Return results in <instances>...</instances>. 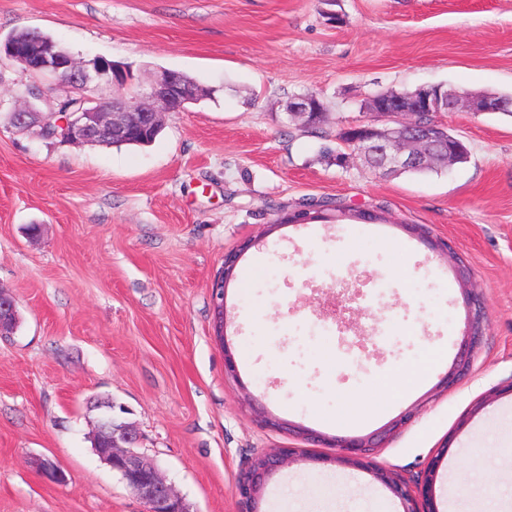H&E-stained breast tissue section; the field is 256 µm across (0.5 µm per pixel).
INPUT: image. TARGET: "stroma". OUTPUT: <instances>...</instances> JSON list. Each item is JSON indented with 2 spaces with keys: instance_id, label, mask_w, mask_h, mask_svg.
Listing matches in <instances>:
<instances>
[{
  "instance_id": "1",
  "label": "stroma",
  "mask_w": 512,
  "mask_h": 512,
  "mask_svg": "<svg viewBox=\"0 0 512 512\" xmlns=\"http://www.w3.org/2000/svg\"><path fill=\"white\" fill-rule=\"evenodd\" d=\"M21 29L124 63L128 92L165 67L207 94L167 113L150 145L62 144L13 126L29 87L54 92L0 58V287L20 316L0 338V512H145L91 447L99 396L128 409L141 452L189 512H238L239 474L288 446L303 455L269 475L261 512L288 494L320 512L310 491L336 473L347 480L339 512H402L371 472L314 462L325 449L298 427L387 433L370 459L407 480L453 436L437 506L454 493L474 512L512 505V395L501 391L512 382V116L438 114L469 151L438 174L375 173L337 138L382 91L512 94V0H0V39ZM308 91L326 109L315 128L287 112ZM313 200L347 220L276 226ZM234 253L238 272L260 269L249 292L224 275ZM385 275L391 288L357 309V332L324 330L336 279ZM221 280L225 348L214 333ZM473 297L482 334L455 387L435 373L393 405L342 415L337 388L380 402L386 375L426 344L456 359ZM45 456L65 483L41 476Z\"/></svg>"
}]
</instances>
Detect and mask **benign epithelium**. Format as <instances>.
<instances>
[{"instance_id":"obj_1","label":"benign epithelium","mask_w":512,"mask_h":512,"mask_svg":"<svg viewBox=\"0 0 512 512\" xmlns=\"http://www.w3.org/2000/svg\"><path fill=\"white\" fill-rule=\"evenodd\" d=\"M2 54L32 74L54 78L65 89L64 97L72 101L71 109L67 118L51 130V137L61 143L110 142L145 129L156 130L164 113L182 112L187 104L196 101L180 71L159 69L141 92L100 99L90 92L102 84L118 90L126 87L129 73L125 68L100 56L77 61L68 52L55 50L34 38L0 42ZM41 99V90L32 88L15 107L13 123L17 128L34 129L38 134L49 128L51 122L41 119L36 106ZM459 110L508 114L512 112V100L454 88L443 93L437 86L387 90L368 98L363 106L367 119L341 129L340 137L345 144L362 145L361 154L374 157L377 170L384 174L433 159L430 148L448 136V128L436 121L435 115ZM322 111V102L312 94L299 97L287 109L289 116L306 124L310 123L312 113ZM15 311V299L0 287V337L14 333ZM469 367L468 359H457L441 378V386L454 387ZM124 413V409H98L93 421L94 451L145 503L146 512H189L182 498L166 483L155 460L139 451L140 432ZM322 441L336 452L317 458L318 462L370 471L399 499L402 512H437L433 484L443 454L435 455L420 477L406 481L384 469L370 467L365 460L368 445L361 439L324 437ZM295 454L294 448H279L253 459L237 482L238 512H260L258 502L266 478ZM38 469L50 482L66 481L64 472L49 458L41 459Z\"/></svg>"}]
</instances>
